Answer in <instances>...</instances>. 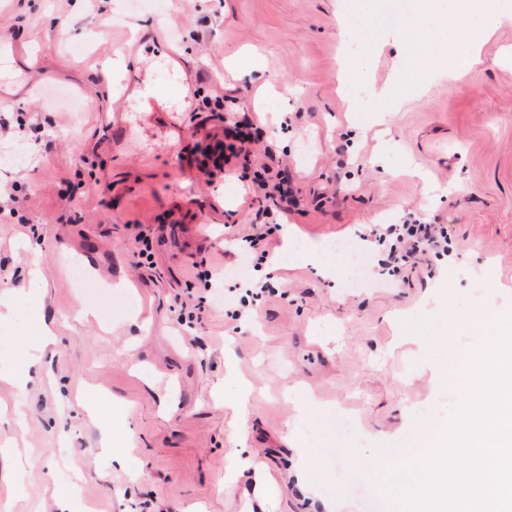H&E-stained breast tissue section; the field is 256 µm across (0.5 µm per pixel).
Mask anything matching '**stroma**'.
I'll use <instances>...</instances> for the list:
<instances>
[{"label": "stroma", "instance_id": "stroma-1", "mask_svg": "<svg viewBox=\"0 0 512 512\" xmlns=\"http://www.w3.org/2000/svg\"><path fill=\"white\" fill-rule=\"evenodd\" d=\"M403 6L0 0V512H54L56 488L95 512H246L245 458L278 485L265 512H389L368 468L463 396L424 336L479 296L512 310V15L452 89L395 33ZM283 170L300 206L264 216L256 268L234 240L256 179ZM436 218L448 255L376 285L372 226ZM20 356L41 361L24 394L4 380Z\"/></svg>", "mask_w": 512, "mask_h": 512}]
</instances>
